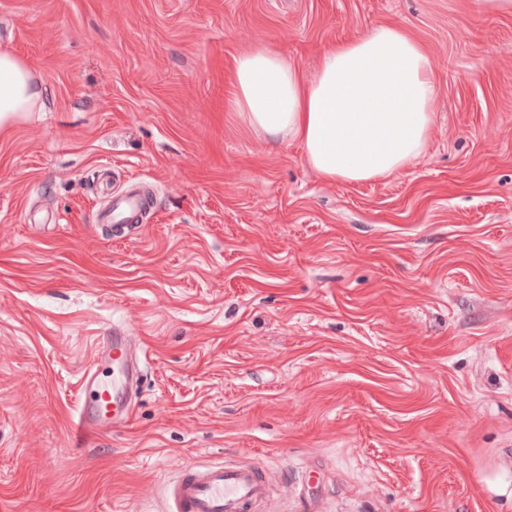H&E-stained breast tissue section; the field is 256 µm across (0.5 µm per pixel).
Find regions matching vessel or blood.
Here are the masks:
<instances>
[{
	"label": "vessel or blood",
	"mask_w": 512,
	"mask_h": 512,
	"mask_svg": "<svg viewBox=\"0 0 512 512\" xmlns=\"http://www.w3.org/2000/svg\"><path fill=\"white\" fill-rule=\"evenodd\" d=\"M146 205L136 191L113 196L109 209L98 216L99 223L135 224ZM129 358L126 337L113 336L112 344L98 354L97 366L82 378V392L71 433L84 443L109 430L119 415L128 414L118 390L102 378L100 366H124ZM266 494V482L258 470L236 464L185 466L168 488L170 512H250Z\"/></svg>",
	"instance_id": "1"
}]
</instances>
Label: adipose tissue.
<instances>
[{
    "label": "adipose tissue",
    "instance_id": "ef3b65f1",
    "mask_svg": "<svg viewBox=\"0 0 512 512\" xmlns=\"http://www.w3.org/2000/svg\"><path fill=\"white\" fill-rule=\"evenodd\" d=\"M234 106L254 133L300 142L328 181L388 177L424 151L439 88L422 45L396 25H374L327 49L313 79L258 45L235 63ZM43 89L16 55L0 51V129L28 118Z\"/></svg>",
    "mask_w": 512,
    "mask_h": 512
}]
</instances>
